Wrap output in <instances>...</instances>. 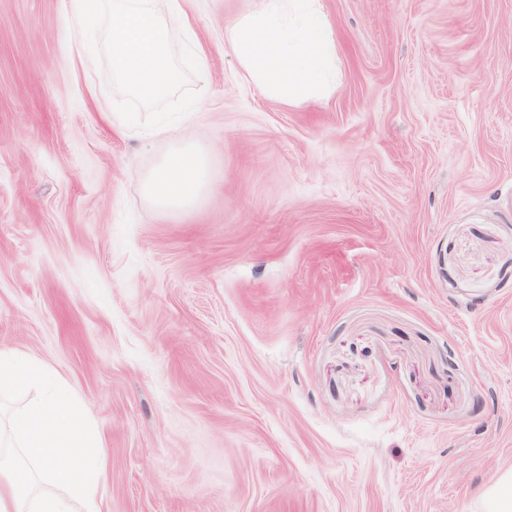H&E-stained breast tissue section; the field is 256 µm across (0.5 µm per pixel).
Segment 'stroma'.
Masks as SVG:
<instances>
[{
	"label": "stroma",
	"mask_w": 512,
	"mask_h": 512,
	"mask_svg": "<svg viewBox=\"0 0 512 512\" xmlns=\"http://www.w3.org/2000/svg\"><path fill=\"white\" fill-rule=\"evenodd\" d=\"M189 0L195 109L141 131L63 0H0V348L76 389L101 512H479L512 468V0H322L288 106ZM203 148L199 205L143 181Z\"/></svg>",
	"instance_id": "stroma-1"
}]
</instances>
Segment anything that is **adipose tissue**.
<instances>
[{
    "label": "adipose tissue",
    "instance_id": "1",
    "mask_svg": "<svg viewBox=\"0 0 512 512\" xmlns=\"http://www.w3.org/2000/svg\"><path fill=\"white\" fill-rule=\"evenodd\" d=\"M224 45L250 78L287 105L320 100L336 79L337 49L322 0H261L224 27ZM210 183L206 153L175 145L148 175L144 191L164 211L193 208Z\"/></svg>",
    "mask_w": 512,
    "mask_h": 512
}]
</instances>
